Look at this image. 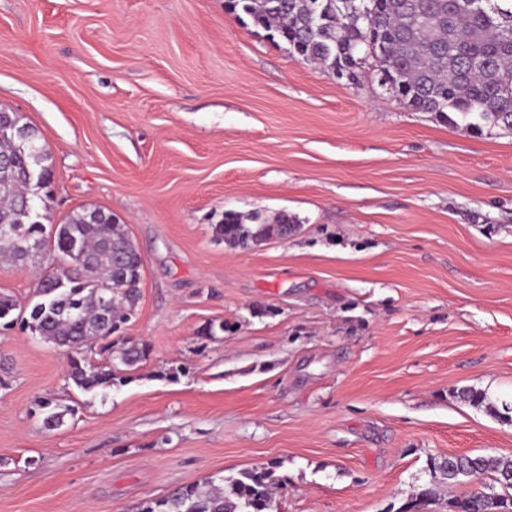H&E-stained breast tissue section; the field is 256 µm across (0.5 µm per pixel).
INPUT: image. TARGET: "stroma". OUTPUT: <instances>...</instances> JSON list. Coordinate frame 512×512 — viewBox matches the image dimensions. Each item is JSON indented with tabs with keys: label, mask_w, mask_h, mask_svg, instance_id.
<instances>
[{
	"label": "stroma",
	"mask_w": 512,
	"mask_h": 512,
	"mask_svg": "<svg viewBox=\"0 0 512 512\" xmlns=\"http://www.w3.org/2000/svg\"><path fill=\"white\" fill-rule=\"evenodd\" d=\"M302 63L225 0H0V107L52 156L48 221L143 258L141 361L90 391L0 329V512H138L273 466V512H395L432 455L512 457V132ZM295 217L251 249L225 211ZM39 265H0L36 301ZM69 407L45 429L43 400ZM453 394L454 397L461 401L468 402L472 406H484L487 413L499 420L512 422V404H508L506 402L502 403L500 409L498 406L492 403H486V394L482 390L475 387H464L461 389H456Z\"/></svg>",
	"instance_id": "stroma-1"
}]
</instances>
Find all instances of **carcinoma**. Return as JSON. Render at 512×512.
<instances>
[{
  "mask_svg": "<svg viewBox=\"0 0 512 512\" xmlns=\"http://www.w3.org/2000/svg\"><path fill=\"white\" fill-rule=\"evenodd\" d=\"M253 26L267 31L306 64L337 74L371 57L392 81L405 108L476 116L488 128L512 130V0H228ZM0 258L35 262L53 251L37 284L40 301L21 319L31 333L66 349L69 378L92 390L115 384L120 366L142 356L135 343L122 342L115 363L94 366L78 358L96 340H106L134 313L140 296L143 260L116 216L94 207L72 212L63 223L43 224L47 199L32 192L37 181L49 185L51 155L38 130L17 112H0ZM297 231L285 212L274 223L257 214L224 212L216 239L247 248ZM19 305L0 292L3 326ZM454 397L512 422V404L496 406L486 394L464 387ZM428 481L398 512H422L438 490L481 480V489L448 498V512H512V458L485 455L432 456ZM280 486L271 467L238 473L220 486L211 481L181 487L149 501L139 512H268Z\"/></svg>",
  "mask_w": 512,
  "mask_h": 512,
  "instance_id": "obj_1",
  "label": "carcinoma"
}]
</instances>
